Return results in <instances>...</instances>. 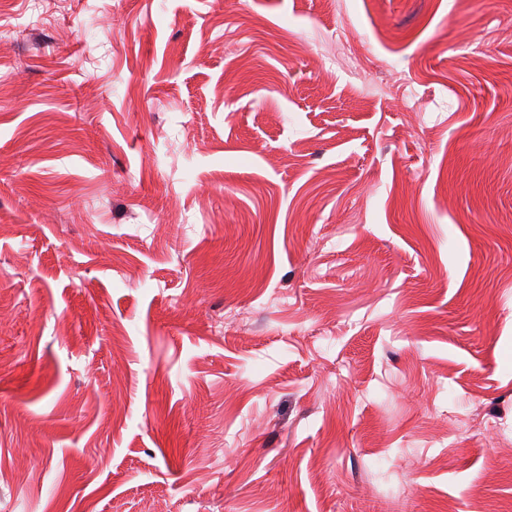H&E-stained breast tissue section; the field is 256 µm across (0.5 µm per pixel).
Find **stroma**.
Masks as SVG:
<instances>
[{
    "label": "stroma",
    "mask_w": 512,
    "mask_h": 512,
    "mask_svg": "<svg viewBox=\"0 0 512 512\" xmlns=\"http://www.w3.org/2000/svg\"><path fill=\"white\" fill-rule=\"evenodd\" d=\"M150 504L512 512V0L0 44V512Z\"/></svg>",
    "instance_id": "stroma-1"
}]
</instances>
